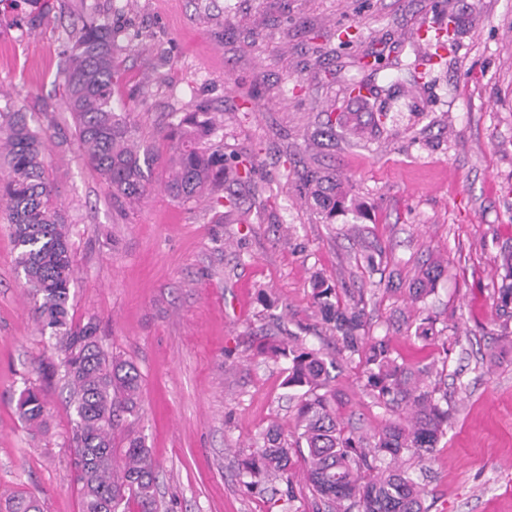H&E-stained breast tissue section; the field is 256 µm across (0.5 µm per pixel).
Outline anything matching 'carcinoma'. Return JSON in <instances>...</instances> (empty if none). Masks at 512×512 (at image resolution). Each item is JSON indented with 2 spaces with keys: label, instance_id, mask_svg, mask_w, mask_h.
Masks as SVG:
<instances>
[{
  "label": "carcinoma",
  "instance_id": "cac0c4a2",
  "mask_svg": "<svg viewBox=\"0 0 512 512\" xmlns=\"http://www.w3.org/2000/svg\"><path fill=\"white\" fill-rule=\"evenodd\" d=\"M116 34L112 27L86 21L69 35L63 70L67 110L84 159L112 188V195L132 202L147 192L146 170L157 157L140 151L134 128L112 106V84L118 72L112 55ZM436 52L407 64L425 77L439 64ZM424 70H419V67ZM45 126L32 124L19 109L0 113V217L11 224L21 268L34 299V316L41 331L49 332L61 353V378L69 389L74 415L72 447L75 480L82 512H158L157 465L141 436L123 415L139 409L140 374L130 361L108 355L100 346L94 317L74 322L70 317V285L75 268L65 217L54 186L45 174V152L51 139ZM216 128L203 112H190L162 131L166 142V192L183 203L202 197L232 172L237 181L252 169L233 164L223 147L211 144ZM317 213L328 219L347 209L341 179L311 173L307 178ZM497 315L502 335H512V250L500 258ZM441 274L435 264L422 272L413 289L418 302L434 291ZM312 297L322 318L333 324L336 354L362 366L364 387L374 403L404 415L387 419L368 431L344 423L332 401L336 398L324 353L304 346L294 337L260 351L288 361L285 386L299 392L295 434L290 443L273 426L263 443L242 461V472L252 483L278 480L292 485L295 453L307 454L303 478L312 495V512H428L424 489L403 467V457L421 459L432 453L448 431V394L436 396L432 370L406 366L393 356L387 336L365 334L363 300L345 288L316 275ZM20 417L32 426L44 421L40 390L28 387L18 400ZM123 433L125 448L114 441Z\"/></svg>",
  "mask_w": 512,
  "mask_h": 512
}]
</instances>
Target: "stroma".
<instances>
[{
  "mask_svg": "<svg viewBox=\"0 0 512 512\" xmlns=\"http://www.w3.org/2000/svg\"><path fill=\"white\" fill-rule=\"evenodd\" d=\"M0 0V111L19 108L56 133L47 172L70 225V314L96 317L100 344L141 376L135 427L158 465L160 512H309L305 485L246 486L240 464L269 425L294 432L285 361L258 351L294 332L327 347L331 331L311 279L363 293L366 333L389 335L399 361L440 363L454 418L414 471L429 512H512V344L500 336L496 275L512 249V0ZM456 14L442 63L412 81L421 27ZM94 17L117 34L112 86L139 146L188 112L222 124L224 144L251 158L250 181L183 203L163 163L136 204L115 200L86 165L65 110L59 68L68 34ZM368 58L363 68L358 58ZM371 90L370 110L349 81ZM382 122L361 140L324 131L329 112ZM337 173L364 219L329 222L305 201L306 176ZM233 196L226 210L217 196ZM380 247L382 274L362 254ZM11 228L0 220V512L18 497L42 512H80L71 477L73 412L59 377L38 371L53 340L33 318ZM442 258L435 292L411 304L422 267ZM435 318L417 339L409 316ZM356 364L335 371L336 409L374 430L386 418ZM40 387L47 423L16 405Z\"/></svg>",
  "mask_w": 512,
  "mask_h": 512,
  "instance_id": "35a3bbf8",
  "label": "stroma"
}]
</instances>
